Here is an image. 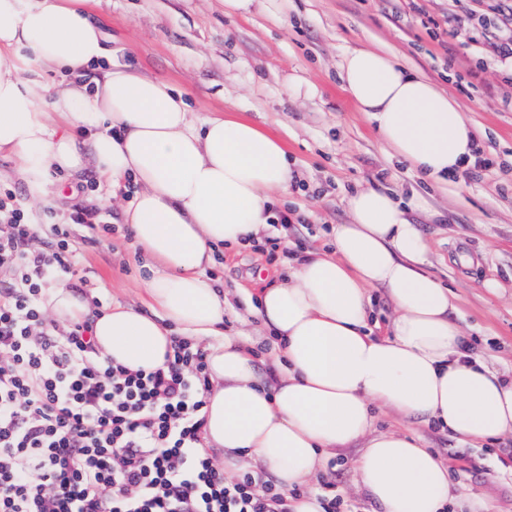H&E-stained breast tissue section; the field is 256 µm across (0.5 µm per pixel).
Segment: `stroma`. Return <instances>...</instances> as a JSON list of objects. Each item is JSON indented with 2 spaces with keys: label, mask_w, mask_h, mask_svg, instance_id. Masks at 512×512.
<instances>
[{
  "label": "stroma",
  "mask_w": 512,
  "mask_h": 512,
  "mask_svg": "<svg viewBox=\"0 0 512 512\" xmlns=\"http://www.w3.org/2000/svg\"><path fill=\"white\" fill-rule=\"evenodd\" d=\"M288 0L274 17L255 9L229 16L222 0H97L92 19L103 24L114 57L172 82L192 112H238L287 146L299 185L281 203L289 226L272 225L261 240L220 249L210 267L228 300L224 329L246 335L258 365L273 348L258 323L246 322L240 288L278 283L290 259L324 247L329 228L350 220L348 198L372 185L417 198L410 215L429 245L430 270L458 297L464 335L499 370L512 372V96L493 60L491 31L452 33L448 18L465 0ZM386 50L404 67L448 91L478 128L477 143L494 165L477 177L457 176L436 186L382 149L372 123L356 112L339 80L345 47ZM0 154V187L15 192L35 218L52 212L65 222L77 211L92 223L118 225L111 238L92 240L88 227H72L77 264L65 281L98 311L116 304L141 306L151 263L133 241L123 212L134 186L115 191L94 166L77 176L50 173V194L34 205ZM287 246L271 248L273 238ZM449 466L458 503L482 499L489 512H512V434L481 447L428 426L405 424ZM355 449L337 451L308 492L332 491L351 512H384L360 487Z\"/></svg>",
  "instance_id": "obj_1"
}]
</instances>
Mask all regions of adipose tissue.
<instances>
[{"mask_svg":"<svg viewBox=\"0 0 512 512\" xmlns=\"http://www.w3.org/2000/svg\"><path fill=\"white\" fill-rule=\"evenodd\" d=\"M89 2L0 0V154L36 203L53 169L73 175L92 162L113 188L133 182L124 221L154 265L144 310L94 316L62 285L47 301L53 319L91 318L96 354L134 371L164 366L173 336L206 341L204 444L222 450L225 476L270 473L291 512H322L316 495L291 491L353 446L359 482L385 512H443L454 498L447 466L421 436L377 430L378 413L482 443L512 433V377L467 347L456 294L426 269L420 228L386 191L351 195V220L331 227L329 249L307 253L249 306L275 340L259 372L225 333V297L204 272L217 246L248 245L272 224L295 179L288 152L234 113L195 119L169 82L113 60ZM339 70L386 154L438 184L472 160L476 126L445 89L380 49L345 48ZM48 72L59 88L46 109L38 78ZM374 288L394 310L385 337L370 329Z\"/></svg>","mask_w":512,"mask_h":512,"instance_id":"obj_1","label":"adipose tissue"}]
</instances>
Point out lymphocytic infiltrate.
Segmentation results:
<instances>
[{
    "label": "lymphocytic infiltrate",
    "instance_id": "f902f5d3",
    "mask_svg": "<svg viewBox=\"0 0 512 512\" xmlns=\"http://www.w3.org/2000/svg\"><path fill=\"white\" fill-rule=\"evenodd\" d=\"M83 221L37 248V224L0 191V512H288L285 494L225 478L203 446L204 349L178 336L165 366L131 371L95 356L88 323L48 318Z\"/></svg>",
    "mask_w": 512,
    "mask_h": 512
}]
</instances>
